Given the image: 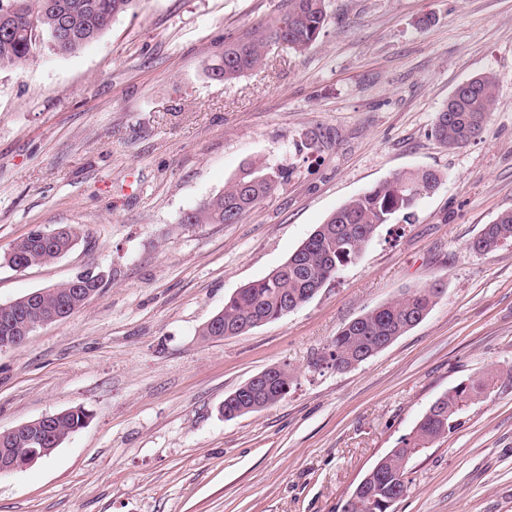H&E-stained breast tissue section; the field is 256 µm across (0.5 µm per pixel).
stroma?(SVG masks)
<instances>
[{"label":"stroma","instance_id":"obj_1","mask_svg":"<svg viewBox=\"0 0 512 512\" xmlns=\"http://www.w3.org/2000/svg\"><path fill=\"white\" fill-rule=\"evenodd\" d=\"M326 5L308 50L272 47L230 83L208 74L225 37L287 0H140L82 49L0 70V255L36 228L81 235L53 263H0V304L103 276L79 312L0 352V432L91 415L0 475V512H337L439 396L512 364V243L467 249L512 209V0ZM483 73L498 95L481 137L443 147L437 112ZM250 161L283 171L270 196L235 224L184 223ZM416 168L447 180L308 304L202 336L337 208ZM437 279L438 303L384 350L311 367L345 324ZM275 365L295 375L286 399L225 419V396ZM408 471L395 512H512V379Z\"/></svg>","mask_w":512,"mask_h":512}]
</instances>
